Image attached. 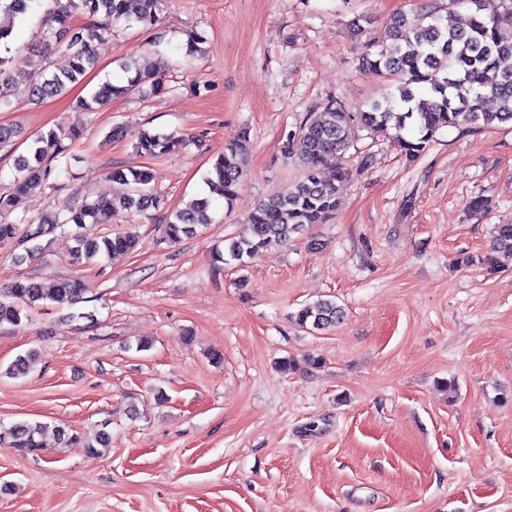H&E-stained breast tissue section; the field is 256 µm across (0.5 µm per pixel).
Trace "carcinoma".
Here are the masks:
<instances>
[{
  "label": "carcinoma",
  "instance_id": "carcinoma-1",
  "mask_svg": "<svg viewBox=\"0 0 512 512\" xmlns=\"http://www.w3.org/2000/svg\"><path fill=\"white\" fill-rule=\"evenodd\" d=\"M33 0H0V13L14 17L25 13ZM51 23L44 32L40 48L35 50L31 71L15 76L6 71L7 59L0 57V108L9 104L11 92L19 86L34 101L66 93L81 82L96 59L83 31L91 36H112L120 21L154 25L159 21L162 0H54ZM459 8L470 11L465 28L448 23ZM445 14L426 9L415 20L397 12L390 15L380 36L363 46L360 66L388 81L386 93L375 99L365 112H348L334 99L311 109L297 130L283 144V153L294 158L301 176L283 192L258 206L249 215L246 232L228 239L225 249L231 259L244 263L261 251L289 240L291 235L322 224L339 207L338 189L321 179V170L336 166V182L349 177V171L337 165L361 129L382 133L408 158L419 156L444 128L469 126L484 128L512 125V0H445ZM63 53L67 68L56 71L48 62L53 53ZM127 74L122 84L105 83L88 100L87 110L103 106L114 98L140 90L147 82L155 91L165 87L160 72L123 64ZM81 133L72 129H51L29 136L26 152L14 158L17 175L0 190V217L15 211L23 200L48 180L53 163L72 156ZM182 144L176 135L142 130L137 149L151 156L175 151ZM249 137L245 134L224 145V152L213 165L208 183L233 205L246 177ZM110 177L128 186V191L112 199L66 207L63 215L46 214L25 228L0 221V244L13 243L22 249L15 259L24 263L42 250L41 241L57 229L73 226L75 246L72 262L92 264L103 256L128 252L137 245L132 233H105L91 236L88 224H108L121 214L143 213L159 204L151 193L153 174L148 170H114ZM212 201L197 198L166 217L165 232L173 240L190 237L210 223ZM512 256V224H497L489 250L466 262L495 267L497 255ZM89 288L78 277L61 280L44 288L32 278H19L0 289V324L18 325L30 310L46 302L71 307L86 302ZM345 310L335 300L320 298L304 304L295 314L296 324L308 331H330L343 323ZM38 354L29 350L8 366L11 378L25 376ZM68 437L73 445L90 456L99 455L111 438L106 432L95 436V443L80 436L66 435L64 428L44 422L19 421L0 426V445L22 453L42 447L46 436Z\"/></svg>",
  "mask_w": 512,
  "mask_h": 512
}]
</instances>
